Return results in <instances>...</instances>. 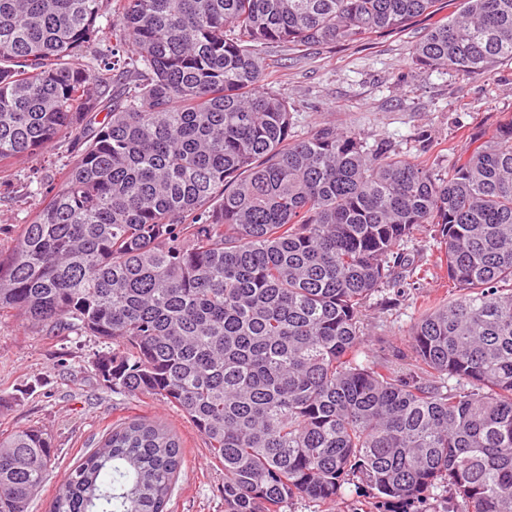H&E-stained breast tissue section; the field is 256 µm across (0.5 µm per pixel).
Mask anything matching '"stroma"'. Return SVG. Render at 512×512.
I'll use <instances>...</instances> for the list:
<instances>
[{"label":"stroma","mask_w":512,"mask_h":512,"mask_svg":"<svg viewBox=\"0 0 512 512\" xmlns=\"http://www.w3.org/2000/svg\"><path fill=\"white\" fill-rule=\"evenodd\" d=\"M427 21L374 40L344 46H316L303 52L268 44L270 88L287 96L295 113L294 133L304 137L331 124L355 132L368 145L384 142L408 156L447 170L452 152H466L467 133L493 132L512 116V62L485 76L461 78L411 65V48ZM74 160L70 141L0 171V249H7L20 225L41 207L43 194H27L30 182L57 190ZM406 250L432 267L421 290L387 288L367 309L364 349L396 371L415 370L407 332L419 314L422 294L448 295V279L434 269L439 255L430 225H422ZM104 345L97 337L52 336L18 317L0 319V433L29 426L46 429L57 449L45 490L29 512H48L56 487L78 460L113 425L133 417L156 419L182 443L183 459L168 512H224V469L208 454L204 438L172 406L152 396L113 393L96 375L93 362ZM288 512H385L367 488H347L331 504L292 501Z\"/></svg>","instance_id":"35a3bbf8"}]
</instances>
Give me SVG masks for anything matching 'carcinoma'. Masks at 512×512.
<instances>
[{
    "label": "carcinoma",
    "mask_w": 512,
    "mask_h": 512,
    "mask_svg": "<svg viewBox=\"0 0 512 512\" xmlns=\"http://www.w3.org/2000/svg\"><path fill=\"white\" fill-rule=\"evenodd\" d=\"M0 0V162L70 139L57 192L0 252V317L83 332L112 391L175 407L224 466V512H285L364 484L400 512L436 491L512 512V119L436 172L294 112L269 43L357 44L433 20L412 63L461 77L512 61V0ZM106 18L119 43L99 59ZM136 73L122 96L112 72ZM434 228L457 289L423 296L420 371L363 349L366 305L418 289ZM455 379L453 386L445 384ZM56 455L0 434V512H28ZM181 464L161 422L108 431L49 512H165ZM406 251L414 264H432L439 256V249L430 224L422 225L415 233L412 242L408 243ZM430 264V265H429Z\"/></svg>",
    "instance_id": "carcinoma-1"
}]
</instances>
